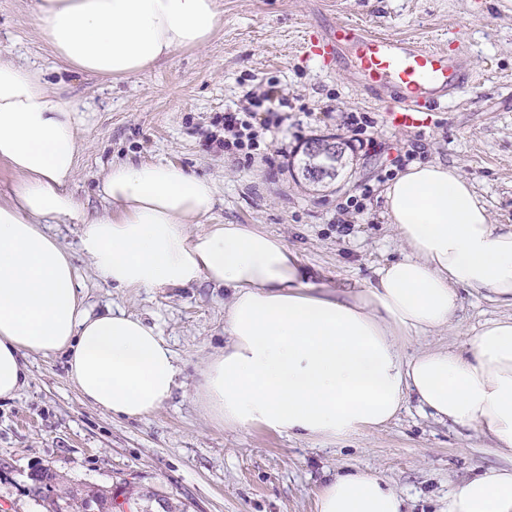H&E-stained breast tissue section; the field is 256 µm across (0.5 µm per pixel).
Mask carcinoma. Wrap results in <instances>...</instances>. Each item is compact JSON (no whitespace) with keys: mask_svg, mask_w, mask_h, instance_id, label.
<instances>
[{"mask_svg":"<svg viewBox=\"0 0 512 512\" xmlns=\"http://www.w3.org/2000/svg\"><path fill=\"white\" fill-rule=\"evenodd\" d=\"M31 481L33 496L42 502L45 512H152L149 503L161 500L158 494L129 484L123 502L119 503L109 489L66 485L47 468L32 473Z\"/></svg>","mask_w":512,"mask_h":512,"instance_id":"carcinoma-1","label":"carcinoma"}]
</instances>
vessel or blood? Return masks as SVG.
<instances>
[{
    "label": "vessel or blood",
    "mask_w": 512,
    "mask_h": 512,
    "mask_svg": "<svg viewBox=\"0 0 512 512\" xmlns=\"http://www.w3.org/2000/svg\"><path fill=\"white\" fill-rule=\"evenodd\" d=\"M452 41L454 48L447 52L339 22L309 34L305 47L328 66L339 61L344 51H352L356 83L373 94L390 91L386 108L389 122L396 127L419 128L428 125L434 112L454 100L471 76L464 38L456 35Z\"/></svg>",
    "instance_id": "b4317fda"
}]
</instances>
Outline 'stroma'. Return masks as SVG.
Listing matches in <instances>:
<instances>
[{
    "label": "stroma",
    "mask_w": 512,
    "mask_h": 512,
    "mask_svg": "<svg viewBox=\"0 0 512 512\" xmlns=\"http://www.w3.org/2000/svg\"><path fill=\"white\" fill-rule=\"evenodd\" d=\"M30 3L0 0V59L37 63L82 112L73 190L89 214L107 208L97 188L111 164L171 163L214 182L210 223L257 225L282 236L324 281L362 284L402 255L383 190L399 173L397 155L408 153L416 162L455 168L494 222L512 225V0H218L222 21L206 45L117 79L57 59ZM339 21L441 49L461 34L473 78L430 126L395 127L385 102L353 86L342 67L306 56L308 32ZM260 85L283 91L287 132L252 160L224 155L212 136L225 109L246 106V93ZM347 112L370 119L375 151L350 153L335 180L309 185L297 168L306 143L323 136L349 142ZM351 196L361 197V212H345ZM47 231L70 253L87 309L118 307L156 326L177 356L181 384L152 415L119 419L82 399L64 356L28 358L25 386L0 401V512H41L29 476L46 467L117 497L131 482L187 512H314L327 480L358 469L387 479L407 512H443L453 484L502 465L487 436L438 422L413 400L386 427L332 442L213 425L190 388L207 356L224 346L223 287L203 279L187 287L115 288L94 274L78 225L51 224ZM507 313L481 295L463 294L461 332L407 340L405 351L459 345L464 332Z\"/></svg>",
    "instance_id": "35a3bbf8"
}]
</instances>
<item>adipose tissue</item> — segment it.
<instances>
[{
	"label": "adipose tissue",
	"instance_id": "ef3b65f1",
	"mask_svg": "<svg viewBox=\"0 0 512 512\" xmlns=\"http://www.w3.org/2000/svg\"><path fill=\"white\" fill-rule=\"evenodd\" d=\"M55 57L112 78L207 43L217 0H35ZM82 119L40 69L0 59V162L17 176L0 203V399L24 387L25 357L62 354L99 411L140 419L160 409L180 368L157 329L122 310L91 314L70 254L45 230L77 224L94 273L123 289L229 291L221 351L192 395L227 430L262 427L333 439L376 430L416 400L442 423L489 436L507 466L455 483L446 512H512V316L486 321L456 348L405 355L403 337L456 328L461 290L512 307V225L494 223L474 186L444 164H412L384 192L401 258L373 282H316L277 235L212 224L210 180L170 163L112 164L88 215L70 190ZM376 473L336 475L315 512H402Z\"/></svg>",
	"mask_w": 512,
	"mask_h": 512
}]
</instances>
